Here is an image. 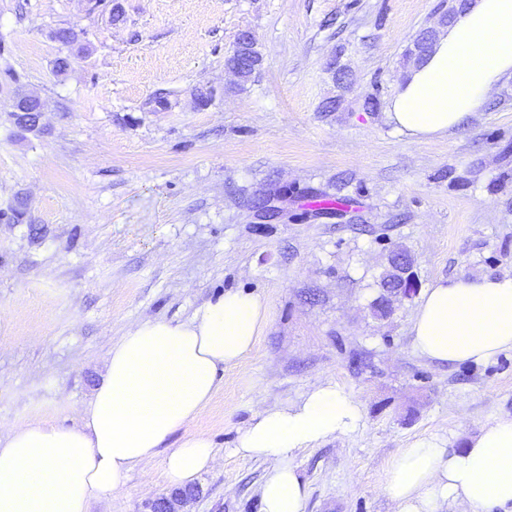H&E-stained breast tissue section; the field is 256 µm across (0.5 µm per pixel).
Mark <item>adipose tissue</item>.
<instances>
[{"instance_id": "adipose-tissue-1", "label": "adipose tissue", "mask_w": 512, "mask_h": 512, "mask_svg": "<svg viewBox=\"0 0 512 512\" xmlns=\"http://www.w3.org/2000/svg\"><path fill=\"white\" fill-rule=\"evenodd\" d=\"M512 78V0H470L393 98L389 117L414 141L462 126ZM267 320L256 295L227 291L186 322L147 320L113 344L81 421L29 423L0 433V512H89L143 461L163 455L162 477L184 487L216 461L212 441L184 435L214 397L224 369L254 347ZM413 345L440 363H485L512 351V275L440 279L411 325ZM363 407L335 382L297 402L266 407L234 452L267 465L262 512H305L299 452L356 432ZM383 492L398 512H512V419L484 423L461 448L415 439L386 470Z\"/></svg>"}]
</instances>
